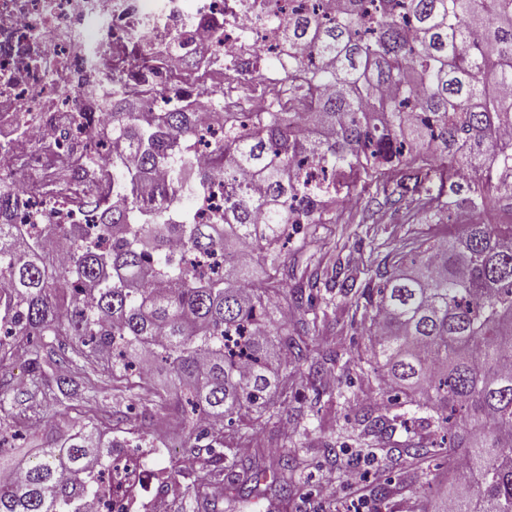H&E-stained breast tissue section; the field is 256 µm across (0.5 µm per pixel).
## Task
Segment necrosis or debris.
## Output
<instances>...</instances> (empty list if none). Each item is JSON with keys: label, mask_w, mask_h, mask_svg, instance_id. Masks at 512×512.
Listing matches in <instances>:
<instances>
[{"label": "necrosis or debris", "mask_w": 512, "mask_h": 512, "mask_svg": "<svg viewBox=\"0 0 512 512\" xmlns=\"http://www.w3.org/2000/svg\"><path fill=\"white\" fill-rule=\"evenodd\" d=\"M339 0H0V174L17 176L14 224H94L127 205L112 184L114 96L185 112H264L287 95L281 28L301 8L331 20ZM279 58L262 69L267 57ZM262 72L265 92L226 84ZM146 463L100 459L82 512H126Z\"/></svg>", "instance_id": "obj_1"}]
</instances>
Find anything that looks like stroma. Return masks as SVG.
Wrapping results in <instances>:
<instances>
[{"label":"stroma","instance_id":"35a3bbf8","mask_svg":"<svg viewBox=\"0 0 512 512\" xmlns=\"http://www.w3.org/2000/svg\"><path fill=\"white\" fill-rule=\"evenodd\" d=\"M499 176V170L488 167L479 179L461 185L435 176L424 179L413 169L405 170L400 187L372 177L365 179L355 189L359 207L337 206L335 223L325 225L320 240L305 252L289 247L286 289L298 287L306 272L324 277L336 267L346 271L361 268L369 255L367 241L357 236L362 227L374 229L379 240L391 241L396 247L410 229L428 236L460 235L458 213L468 212V202L478 196L483 180ZM437 195L453 196L459 202L457 211L436 217L424 210V203ZM363 286L360 280L349 292L317 286L318 298L336 306L335 314L307 338L309 360L320 365L322 372L316 375L305 370L289 378L280 423L268 422L252 412L225 428L224 443L240 449L243 464L259 461L269 473L281 456L298 448L308 451L297 474L300 491L291 501L277 498L264 479L254 491L241 486L240 493L246 498L242 512H331L335 507L340 512H357L363 500L369 512H403L409 501L418 503L422 512H436L442 500L460 491V483L446 476V467L439 459L433 461L432 468L441 479L432 489H425L421 470L410 464L404 451L406 442L428 446L439 439L434 428L411 425L409 432L395 433L383 454L373 458L364 452V415H389L393 408L387 405L377 378L360 370L367 337L361 316L353 313L350 304L360 296ZM334 353L339 356L335 362L330 359ZM96 388L94 399L74 400L67 416L45 419L38 434L22 431L0 452V460L8 462L37 452L45 438L63 439L72 431V420L78 419L119 438L122 447L163 449L160 461L148 464V483L168 486V512H190L183 490L199 471L213 468L214 461L205 449L190 447L184 425L173 423L161 412L143 415L144 406L155 394L174 398L176 389L166 373L155 372L147 388L135 396L114 390L105 380L97 382ZM241 431L260 436L262 448L238 439ZM328 446L334 449L329 456L323 453Z\"/></svg>","mask_w":512,"mask_h":512}]
</instances>
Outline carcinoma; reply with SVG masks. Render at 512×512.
Segmentation results:
<instances>
[{"mask_svg":"<svg viewBox=\"0 0 512 512\" xmlns=\"http://www.w3.org/2000/svg\"><path fill=\"white\" fill-rule=\"evenodd\" d=\"M282 35L294 49L300 80L288 87L292 111L142 112L114 109V178L129 205L102 209L99 231L82 224H44L31 233L0 223V362L20 353L31 365L21 391L35 420L69 410L72 367L112 355L104 373L131 391L155 362L180 387L168 415L210 438L223 468L201 471L193 489L240 480L237 453L215 452L224 422L242 410L279 417L273 395L288 385L281 357L299 360L304 336L290 337L275 319L282 252L317 239L335 223L336 202L299 187L301 161L334 187L375 175L385 181L415 164L452 180L460 167L485 162L512 176V146L496 140L512 127V0H344L332 21L296 13ZM328 94H315V83ZM328 127L315 135L309 122ZM202 125H219L215 160L197 167L190 143ZM164 168L177 184L162 190L163 210L140 202L137 189ZM243 173L259 186L250 196ZM216 177L229 189L224 213L199 222L181 206L183 192ZM224 256L213 272L190 255ZM362 296L372 357L383 386L448 425V445L410 443L418 463L442 456L448 470L464 463L465 496L445 512H512V224H467L438 244L414 230L404 246L365 265ZM287 307L312 313L314 297L293 289ZM66 336L69 342L59 343ZM368 453L384 450L391 420L364 417ZM58 448L17 462L18 477L0 480V512H71L91 495L90 472L112 441L79 420ZM299 452L278 461L281 500L297 492Z\"/></svg>","mask_w":512,"mask_h":512,"instance_id":"1","label":"carcinoma"}]
</instances>
